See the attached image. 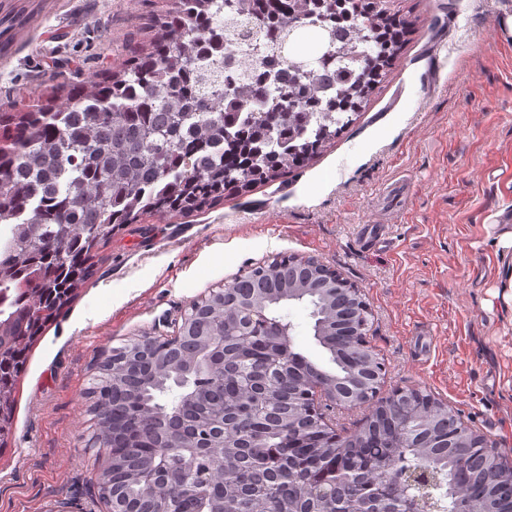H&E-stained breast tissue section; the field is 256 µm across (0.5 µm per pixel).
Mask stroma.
I'll return each instance as SVG.
<instances>
[{
	"instance_id": "1",
	"label": "stroma",
	"mask_w": 512,
	"mask_h": 512,
	"mask_svg": "<svg viewBox=\"0 0 512 512\" xmlns=\"http://www.w3.org/2000/svg\"><path fill=\"white\" fill-rule=\"evenodd\" d=\"M406 41L363 112L305 167L102 245L34 341L0 449V512H105L91 390L113 348L167 336L189 304L277 254L361 290L383 391L420 387L512 457V307L495 225L512 224V0H381ZM167 0H0L28 19L0 52V104H60L152 34Z\"/></svg>"
}]
</instances>
